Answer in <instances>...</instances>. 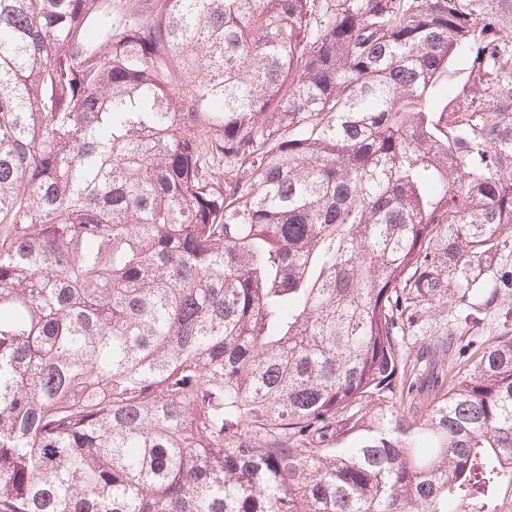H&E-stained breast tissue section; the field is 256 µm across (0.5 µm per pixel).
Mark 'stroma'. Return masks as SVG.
I'll return each instance as SVG.
<instances>
[{
  "mask_svg": "<svg viewBox=\"0 0 512 512\" xmlns=\"http://www.w3.org/2000/svg\"><path fill=\"white\" fill-rule=\"evenodd\" d=\"M511 270L512 246L482 262L481 275L464 298L442 305L414 301L402 336V347L410 359H424L431 339L449 334L454 345L445 356V365L450 368L495 338L512 336V284L503 279Z\"/></svg>",
  "mask_w": 512,
  "mask_h": 512,
  "instance_id": "obj_1",
  "label": "stroma"
}]
</instances>
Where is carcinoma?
Listing matches in <instances>:
<instances>
[{
    "mask_svg": "<svg viewBox=\"0 0 512 512\" xmlns=\"http://www.w3.org/2000/svg\"><path fill=\"white\" fill-rule=\"evenodd\" d=\"M509 242L512 0H0V512H512ZM481 275L466 290L463 299L440 304L414 300L407 310L402 336L403 350L411 364L418 359L424 365L426 346L434 336H455L454 345L445 356L448 367L465 365L467 358L498 336H512V284L501 278L512 270V246L499 250L481 264ZM463 352V354H462ZM461 353V355H460Z\"/></svg>",
    "mask_w": 512,
    "mask_h": 512,
    "instance_id": "carcinoma-1",
    "label": "carcinoma"
}]
</instances>
